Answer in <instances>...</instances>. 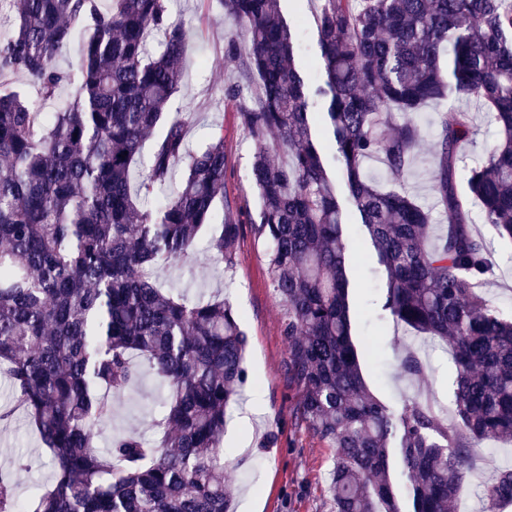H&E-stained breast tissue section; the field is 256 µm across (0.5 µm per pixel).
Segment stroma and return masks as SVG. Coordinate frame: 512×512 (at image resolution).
<instances>
[{"instance_id":"stroma-1","label":"stroma","mask_w":512,"mask_h":512,"mask_svg":"<svg viewBox=\"0 0 512 512\" xmlns=\"http://www.w3.org/2000/svg\"><path fill=\"white\" fill-rule=\"evenodd\" d=\"M167 6L170 16L181 20L190 34L183 79L167 111L172 116L190 115L188 140L194 147L207 141L214 129L223 128L224 208L241 216L257 213L254 146L240 125L235 101L224 95L225 86L238 80L236 64L225 55L224 47L229 38L241 37L242 29L223 15L217 0H168ZM440 111V106L431 105L417 114L426 142L404 177L406 189L425 205L434 201L428 175L432 162L429 141L437 133ZM479 230L490 249L486 290L498 308L510 315L512 242L501 239L492 225H480ZM265 251L253 224L244 222L235 240L233 263L213 260L201 251L194 260L155 269L153 277L165 288L173 285L193 294L224 297L246 334L248 381L224 434V462L230 473L234 512H335L330 488L334 451L295 416L298 398L286 370L285 306L271 286ZM383 277L370 244L357 243L352 259V335L368 388L391 405L411 395L451 404L456 369L449 351L393 322L383 309ZM409 350L428 361L431 370L425 378L399 372L398 361ZM154 400L155 381L146 371L137 386L113 398V419L100 427L99 447L107 448L115 435L130 430L157 440ZM0 410L8 414L0 422V467L19 459L28 463L17 489L20 500L26 502L35 485L52 477L49 455L1 376ZM508 465H512V442L483 443L472 459L471 479L451 512H482L479 485Z\"/></svg>"}]
</instances>
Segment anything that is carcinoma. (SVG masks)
<instances>
[{
	"mask_svg": "<svg viewBox=\"0 0 512 512\" xmlns=\"http://www.w3.org/2000/svg\"><path fill=\"white\" fill-rule=\"evenodd\" d=\"M166 2L0 0L13 17L0 80L24 74L51 99L70 81L58 58L76 49L80 70L54 112L0 88V372L53 469L23 506L25 467H0V512H230L224 427L248 379L247 338L225 301H190L152 277L190 259L217 218L210 250L232 262L239 224L216 211L224 129L194 151L187 121L167 117L190 35ZM218 3L245 37L225 52L249 95L238 100L237 84L225 95L255 147V231L287 308L295 414L335 450L336 512H450L475 448L512 439V319L485 292L489 251L471 209L512 239V0H323L314 81L280 0ZM460 99L482 105L499 133L464 192L472 116ZM438 102L448 109L432 144L434 224L398 179L423 138L416 114ZM159 126L134 191L133 164ZM372 158L394 186L366 175ZM180 163L186 173L162 205H136L133 195L154 197ZM346 201L385 267V309L452 355L451 421L415 397L390 407L367 388L352 341ZM135 355L164 380L163 434L118 435L102 451L96 428L112 419L111 396L137 380ZM400 370L421 379L427 367L410 351ZM481 495L484 512L512 505V467Z\"/></svg>",
	"mask_w": 512,
	"mask_h": 512,
	"instance_id": "obj_1",
	"label": "carcinoma"
}]
</instances>
